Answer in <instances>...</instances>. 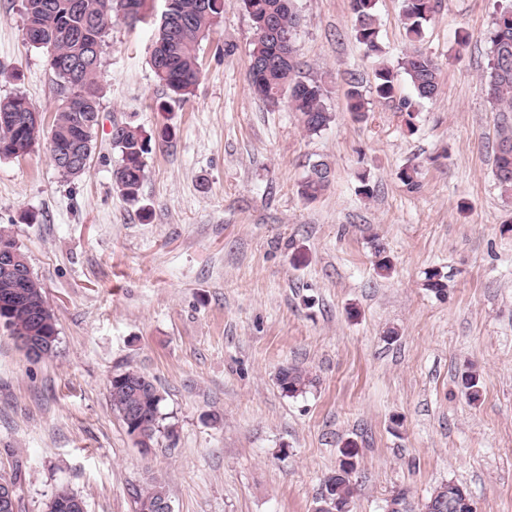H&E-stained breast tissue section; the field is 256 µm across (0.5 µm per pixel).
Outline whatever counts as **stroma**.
<instances>
[{
	"mask_svg": "<svg viewBox=\"0 0 512 512\" xmlns=\"http://www.w3.org/2000/svg\"><path fill=\"white\" fill-rule=\"evenodd\" d=\"M507 2L439 0L422 46L440 89L409 127L397 110L414 95L406 74L395 100L373 87L376 63L397 67L409 46L402 0H376L377 59L355 37L350 0H294L300 72L329 87L332 120L314 135L251 92L242 0H224L183 103L154 76L152 25L112 27L87 172L61 177L44 138L0 160V227L57 328L54 355L35 359L0 326V473L18 476L19 512H46L62 489L86 512H135L153 479L173 512H312L348 440L359 452L350 512H384L402 489L417 506L448 481L476 512H512V199L493 174L501 116L485 79ZM23 26L22 0H0V96H25L48 124L59 100ZM353 82L367 119L347 110ZM116 121L153 136L136 204L112 187ZM318 159L333 181L307 202L298 184ZM409 164L413 192L396 177ZM362 171L373 198L357 192ZM377 242L393 264L385 277ZM432 268L448 275L445 295L424 286ZM291 365L315 379L294 397L276 383ZM469 366L483 383L474 404L458 385ZM128 368L163 396L147 449L109 398Z\"/></svg>",
	"mask_w": 512,
	"mask_h": 512,
	"instance_id": "stroma-1",
	"label": "stroma"
}]
</instances>
